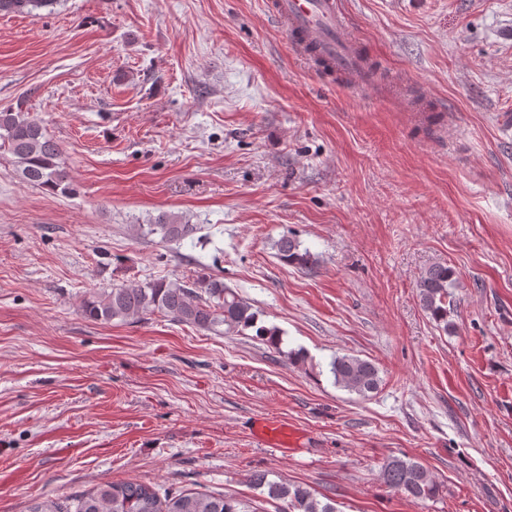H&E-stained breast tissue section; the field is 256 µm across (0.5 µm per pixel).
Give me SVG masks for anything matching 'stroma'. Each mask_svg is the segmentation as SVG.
<instances>
[{"instance_id": "35a3bbf8", "label": "stroma", "mask_w": 512, "mask_h": 512, "mask_svg": "<svg viewBox=\"0 0 512 512\" xmlns=\"http://www.w3.org/2000/svg\"><path fill=\"white\" fill-rule=\"evenodd\" d=\"M267 0H60L0 15V110L58 143L69 195L0 149V512L108 482L234 495L255 471L338 512H512V0H344L378 79L290 49ZM168 211L197 225L164 242ZM292 236L313 267L278 257ZM453 268L444 332L416 282ZM217 278L280 327L291 364L155 314L86 320L84 295ZM375 362L361 399L329 363ZM306 436L259 444L255 418ZM440 486L418 506L389 458ZM137 230L145 236L158 234L161 241H182L186 238H192L197 232L198 227L194 224H183L182 218L167 212L160 213L154 218L153 224L138 225ZM383 476L390 488L416 504L435 498L439 491L430 471L411 459H390L384 466Z\"/></svg>"}]
</instances>
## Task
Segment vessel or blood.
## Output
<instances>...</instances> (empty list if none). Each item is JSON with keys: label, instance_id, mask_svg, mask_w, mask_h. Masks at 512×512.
<instances>
[{"label": "vessel or blood", "instance_id": "vessel-or-blood-1", "mask_svg": "<svg viewBox=\"0 0 512 512\" xmlns=\"http://www.w3.org/2000/svg\"><path fill=\"white\" fill-rule=\"evenodd\" d=\"M269 11L310 65H328L350 84L368 85L366 64L346 28L341 0H270ZM253 431L272 448L285 449L298 440L296 430L270 419L255 420Z\"/></svg>", "mask_w": 512, "mask_h": 512}]
</instances>
